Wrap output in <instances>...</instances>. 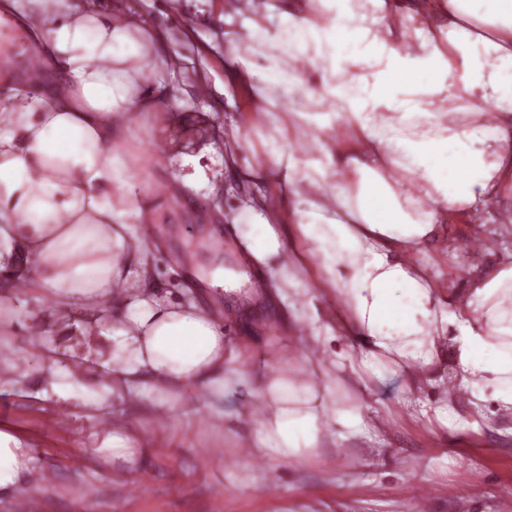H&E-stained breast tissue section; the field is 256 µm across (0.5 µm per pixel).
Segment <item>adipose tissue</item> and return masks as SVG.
Masks as SVG:
<instances>
[{
    "mask_svg": "<svg viewBox=\"0 0 512 512\" xmlns=\"http://www.w3.org/2000/svg\"><path fill=\"white\" fill-rule=\"evenodd\" d=\"M116 9L127 22L73 0H0V15L23 14L39 50L35 69L0 73V263L65 309L121 306L108 347L85 353L111 363L119 386L162 400L246 393L253 405L234 418L251 432L248 458L296 465L329 439L367 435L366 406L343 402L302 352L277 355L252 380L205 306L148 293L151 255L128 227L159 183L127 146L133 116L181 102L161 90L174 54L158 52L129 0ZM236 17L226 53L264 74L251 89L268 130L255 171L281 186L238 212L248 253L276 263L288 286L335 301L320 334L336 369L445 388L433 409L442 423L460 393L477 419L512 417V263L476 265L462 288L431 268L447 224L512 227V0L225 7V20ZM290 139L301 150L286 151ZM139 440L131 425L107 427L101 467H134ZM35 475L27 448L0 432V500L19 499Z\"/></svg>",
    "mask_w": 512,
    "mask_h": 512,
    "instance_id": "1",
    "label": "adipose tissue"
}]
</instances>
